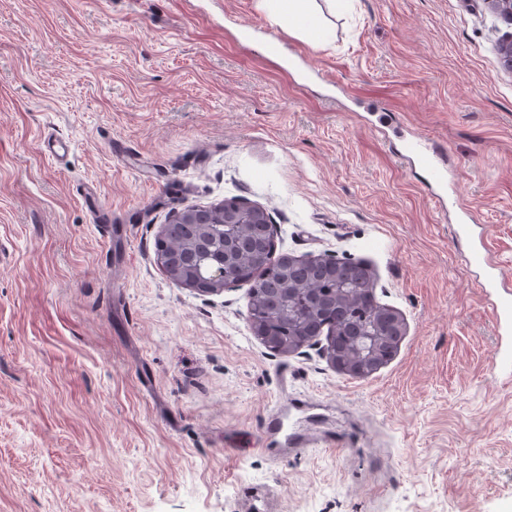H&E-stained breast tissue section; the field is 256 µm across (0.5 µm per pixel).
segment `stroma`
I'll return each instance as SVG.
<instances>
[{
	"mask_svg": "<svg viewBox=\"0 0 512 512\" xmlns=\"http://www.w3.org/2000/svg\"><path fill=\"white\" fill-rule=\"evenodd\" d=\"M329 22L318 44L259 0H0V512H512L488 300L457 213L392 152L445 146L512 267V23L486 0ZM227 199L270 215L276 253L365 263L404 322L393 360L274 354L248 286L173 282L162 225Z\"/></svg>",
	"mask_w": 512,
	"mask_h": 512,
	"instance_id": "1",
	"label": "stroma"
}]
</instances>
